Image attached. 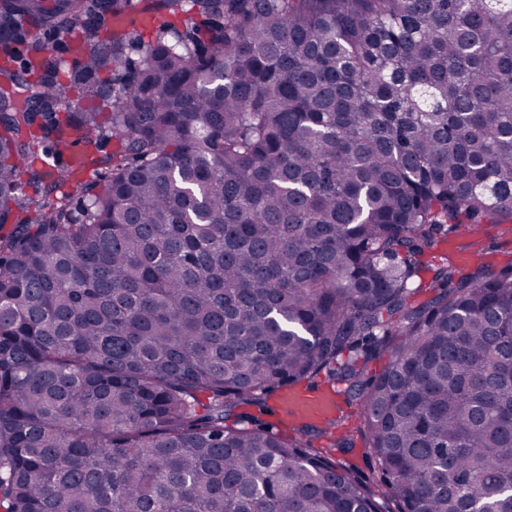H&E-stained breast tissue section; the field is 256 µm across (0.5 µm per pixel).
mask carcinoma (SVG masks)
Returning a JSON list of instances; mask_svg holds the SVG:
<instances>
[{
  "mask_svg": "<svg viewBox=\"0 0 512 512\" xmlns=\"http://www.w3.org/2000/svg\"><path fill=\"white\" fill-rule=\"evenodd\" d=\"M160 4L0 0V512H512V266L410 301L512 214V0ZM321 374L375 490L240 411ZM64 36L66 35L62 32L60 34L51 32L45 34L44 39L48 46V52L53 55L54 59L64 61L65 70L69 75H71L73 68L80 67V61L74 62L72 60L69 52L66 50L67 41L64 42Z\"/></svg>",
  "mask_w": 512,
  "mask_h": 512,
  "instance_id": "obj_1",
  "label": "carcinoma"
}]
</instances>
